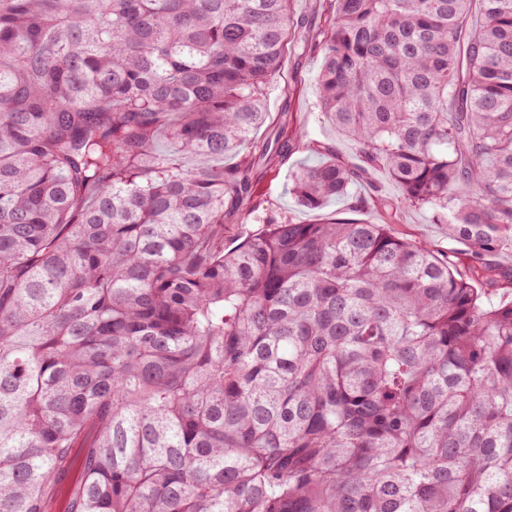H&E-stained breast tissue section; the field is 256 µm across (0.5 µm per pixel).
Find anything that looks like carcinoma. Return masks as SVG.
Masks as SVG:
<instances>
[{"label": "carcinoma", "mask_w": 512, "mask_h": 512, "mask_svg": "<svg viewBox=\"0 0 512 512\" xmlns=\"http://www.w3.org/2000/svg\"><path fill=\"white\" fill-rule=\"evenodd\" d=\"M292 0H0V512H512V0H326L318 74L358 162L470 247L390 224L224 248ZM170 139L174 153L156 149ZM204 163L185 165L187 158ZM235 162L224 164V159ZM433 223L430 211L422 208H401L393 217V228L400 237L425 244L439 253H448L452 260L459 261L458 264L467 262L466 244L448 238V225Z\"/></svg>", "instance_id": "cac0c4a2"}]
</instances>
